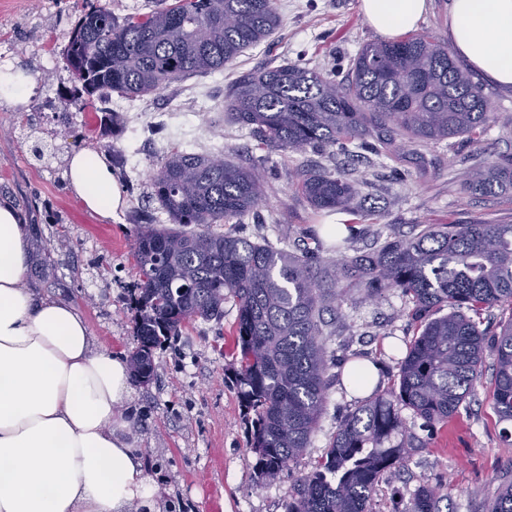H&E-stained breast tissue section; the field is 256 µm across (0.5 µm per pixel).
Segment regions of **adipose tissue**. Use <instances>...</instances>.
Returning a JSON list of instances; mask_svg holds the SVG:
<instances>
[{
    "mask_svg": "<svg viewBox=\"0 0 512 512\" xmlns=\"http://www.w3.org/2000/svg\"><path fill=\"white\" fill-rule=\"evenodd\" d=\"M426 0H361L366 21L393 38L413 30ZM448 37L471 69L512 87V0H450ZM67 179L85 207L109 221L124 207L107 155L85 149ZM31 233L0 201V512H162L158 488L118 410L125 360L97 345L72 305L21 283Z\"/></svg>",
    "mask_w": 512,
    "mask_h": 512,
    "instance_id": "adipose-tissue-1",
    "label": "adipose tissue"
}]
</instances>
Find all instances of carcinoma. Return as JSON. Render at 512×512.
I'll return each mask as SVG.
<instances>
[{"instance_id": "1", "label": "carcinoma", "mask_w": 512, "mask_h": 512, "mask_svg": "<svg viewBox=\"0 0 512 512\" xmlns=\"http://www.w3.org/2000/svg\"><path fill=\"white\" fill-rule=\"evenodd\" d=\"M280 25L276 0H171L121 22L94 0L58 58L71 75L72 99L87 108L104 88L138 98L221 71ZM224 103L260 148L288 154L477 143L496 123L489 94L448 45L419 33L365 44L342 81L308 63L255 70L236 80ZM125 121L121 112L102 113V134ZM291 181L317 211L368 216L362 176L301 168ZM510 188L512 155L476 170L465 185L483 194ZM150 198L171 226L146 223L133 240L139 283L129 305L139 346L130 355L132 376L149 384L154 350L197 318H223L224 302L233 300V374L259 484L305 453L322 415L338 362L326 310L342 305L352 288L370 296L396 289L412 304L408 316L422 324L400 362L398 386L375 393L339 424L324 455L296 480L286 512H373L378 487L407 463L402 411L447 423L480 378L489 344L495 410L512 421V319L491 339L476 320L486 309L512 306V224H418L409 236L379 234L373 249L350 257L343 254L348 238L337 237L331 249L341 257L323 261L213 232L212 225L241 221L263 206L266 181L255 164L217 165L176 147L153 170ZM187 224L196 230H183ZM33 255L35 277L55 278V262L38 239ZM442 307L449 313L432 317ZM440 499V490L419 488L408 512H440ZM487 512H512V479L500 483Z\"/></svg>"}]
</instances>
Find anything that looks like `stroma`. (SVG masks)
Instances as JSON below:
<instances>
[{"label": "stroma", "instance_id": "35a3bbf8", "mask_svg": "<svg viewBox=\"0 0 512 512\" xmlns=\"http://www.w3.org/2000/svg\"><path fill=\"white\" fill-rule=\"evenodd\" d=\"M89 0H0V69L23 71L34 93L21 107L0 103V199L12 200L33 224L57 266L47 283L25 276L22 285L38 296L62 300L85 317L99 343L112 353L131 354L138 345L128 305L130 288L139 278L130 252L139 223L167 222L149 200V176L161 159L159 145L181 141L168 112H194L195 140L190 152L240 163L254 157L268 185V201L244 223L216 224V233H231L288 250L313 251L314 230L348 221L345 212L311 209L296 192L289 175L299 168L325 167L364 176L366 207L373 223L358 225L349 255L370 248L376 231L410 234L417 224H464L481 219L512 224V190L480 195L464 189L467 171L512 154V89L483 83L498 114L479 146L462 139L419 147L416 154L393 159L365 151L356 159L343 155H263L252 134L224 114L227 87L241 74L306 58L335 67L344 77L361 47L378 40L367 23L360 0H277L283 22L267 41L246 51L235 64L205 75H191L155 94L116 98L127 118L112 143L119 156L116 179L126 202L112 221H101L70 190L69 156L80 149H101L99 117L94 109L65 110L71 76L56 67L45 77L51 48L67 44L74 21ZM407 299L389 290L369 298L351 291L337 311L326 313L336 334L330 346L338 355L358 354L380 366L381 387L399 379L415 326L407 316ZM237 308L224 304L219 320L198 319L180 336L153 353L155 379L133 386L121 407L131 423L137 446L163 489L173 512H207L210 494L222 499L223 512H285L288 492L314 459L328 447L341 420L360 403L348 395L333 370L319 424L307 453L274 480L255 485L250 431L241 414L239 395L228 375L236 353L233 328ZM493 354H486L483 376L465 406L443 428L430 429L405 411V430L412 448L404 470L383 483L375 512H406L414 491L443 487L440 512H485L503 477H512V422L500 421L493 401Z\"/></svg>", "mask_w": 512, "mask_h": 512}]
</instances>
